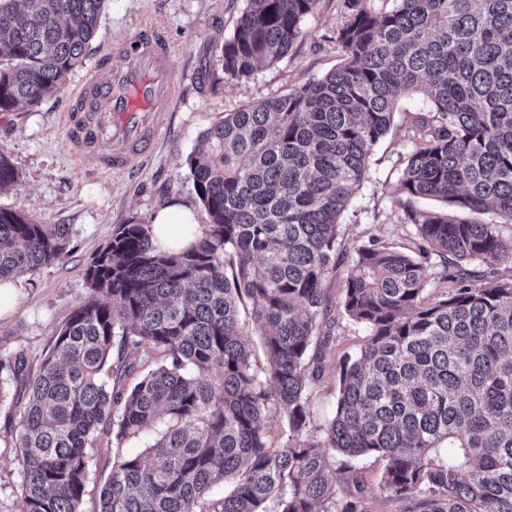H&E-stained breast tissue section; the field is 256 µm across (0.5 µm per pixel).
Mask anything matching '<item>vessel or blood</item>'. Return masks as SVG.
I'll return each instance as SVG.
<instances>
[{
    "mask_svg": "<svg viewBox=\"0 0 512 512\" xmlns=\"http://www.w3.org/2000/svg\"><path fill=\"white\" fill-rule=\"evenodd\" d=\"M173 49L163 30L142 27L127 42L107 48L96 73L81 77L61 115L74 159L97 152L103 171H126L133 159L149 155L167 132L157 105L180 92L172 67Z\"/></svg>",
    "mask_w": 512,
    "mask_h": 512,
    "instance_id": "1",
    "label": "vessel or blood"
}]
</instances>
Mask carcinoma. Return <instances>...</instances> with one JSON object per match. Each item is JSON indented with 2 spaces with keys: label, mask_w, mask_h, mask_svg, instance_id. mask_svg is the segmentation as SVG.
<instances>
[{
  "label": "carcinoma",
  "mask_w": 512,
  "mask_h": 512,
  "mask_svg": "<svg viewBox=\"0 0 512 512\" xmlns=\"http://www.w3.org/2000/svg\"><path fill=\"white\" fill-rule=\"evenodd\" d=\"M103 2L0 0V112L38 104L82 63ZM317 2L248 0L221 47L225 77L286 56ZM393 2L346 0L339 68L203 133L187 159L209 216L194 243L161 252L151 225H120L38 370L0 354V400L6 384L27 392L12 426L22 512H86L104 436L118 451L94 512H266L270 499L274 512H365L362 477L344 487L362 457L383 463L381 494L401 512H512V277L497 275L512 266V0ZM414 92L430 109L413 119L423 135L395 198L413 247L356 249L341 307L368 337L339 361L317 434L323 281L345 259L342 215L398 97ZM17 180L0 152V190ZM68 241L65 224L0 208V284ZM433 255L446 284L434 296ZM150 351L162 363L127 387L133 354ZM149 432L146 452H119Z\"/></svg>",
  "instance_id": "obj_1"
}]
</instances>
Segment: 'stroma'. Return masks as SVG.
Here are the masks:
<instances>
[{"label": "stroma", "instance_id": "obj_1", "mask_svg": "<svg viewBox=\"0 0 512 512\" xmlns=\"http://www.w3.org/2000/svg\"><path fill=\"white\" fill-rule=\"evenodd\" d=\"M246 5V0H106L81 65L37 105L0 112V152L10 157L19 173L16 183L0 191V207L42 224L70 228L66 254L23 275L17 304L0 316V349L23 352L29 369H38L58 327L87 299L85 270L119 225L151 223L158 209L173 202L191 207L197 222L207 223L187 158L214 122L241 106L288 94L342 63L337 32L345 21L344 0H318L314 12L303 19V35L288 55L259 66L248 78H225L220 48L232 36ZM149 23L164 29L174 50L172 64L180 93L163 106L170 131L149 160L133 161L131 172L105 173L94 158L79 162L72 157L60 114L78 77L96 64L102 51ZM428 109L423 94L400 96L391 130L373 151L369 177L343 214L341 233L348 247L373 239L411 246V228L399 220L394 189L405 157L420 136L408 116ZM345 273V268H338L324 283L332 302L328 317L336 326L312 403L317 426L335 411L339 359L358 352L367 337L364 327L341 312ZM22 399L12 385L0 403V512H22L16 493L20 476L14 437L8 426Z\"/></svg>", "mask_w": 512, "mask_h": 512}]
</instances>
